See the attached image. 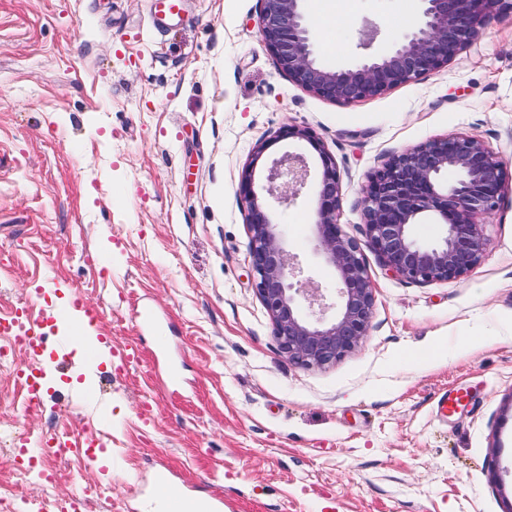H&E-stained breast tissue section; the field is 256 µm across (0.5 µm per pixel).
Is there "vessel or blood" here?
Here are the masks:
<instances>
[{"label": "vessel or blood", "instance_id": "1", "mask_svg": "<svg viewBox=\"0 0 512 512\" xmlns=\"http://www.w3.org/2000/svg\"><path fill=\"white\" fill-rule=\"evenodd\" d=\"M151 11L155 21L161 25L181 22L185 11L184 0H152ZM72 318L86 326L98 325L103 319L99 307L81 298H74L68 305L43 311L38 318H31L26 310L15 311L12 315L0 318V336L18 344L34 355V362L28 364L18 373L25 386L28 401L39 402L43 399L44 381L48 367L40 354L43 350L45 329L55 321ZM51 444L61 452H74L89 461H96L102 448L99 437L91 432H84L80 438H73L67 433H59ZM172 472L160 467L153 473V482L164 500L165 512H224V501L217 496H199L177 491L172 485ZM81 502L68 504L51 502L34 497L22 498L19 512H80Z\"/></svg>", "mask_w": 512, "mask_h": 512}]
</instances>
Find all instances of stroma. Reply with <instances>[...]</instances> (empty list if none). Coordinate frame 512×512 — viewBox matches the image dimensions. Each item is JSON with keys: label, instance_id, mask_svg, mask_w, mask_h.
<instances>
[{"label": "stroma", "instance_id": "35a3bbf8", "mask_svg": "<svg viewBox=\"0 0 512 512\" xmlns=\"http://www.w3.org/2000/svg\"><path fill=\"white\" fill-rule=\"evenodd\" d=\"M150 0H0V317L82 297L104 312L85 342L49 330L44 411L24 412L0 358V497L48 501L91 488L90 512H143L152 475L224 498V512H512V189L488 216L486 252L468 275L419 284L365 251L375 306L363 345L305 369L279 351L252 287L247 203L254 146L284 125L312 130L340 175L342 233L366 243L363 196L387 156L451 133L481 140L512 174V10L440 71L352 104L317 97L261 43L258 0H185L153 24ZM400 0H351L332 69L360 64L361 28L378 49ZM312 193L278 207L286 242L314 286H336L316 253ZM154 323H141L142 309ZM100 359L86 364V344ZM178 383H170L169 369ZM474 398L450 418L440 395ZM101 434L97 464L39 460L54 428Z\"/></svg>", "mask_w": 512, "mask_h": 512}]
</instances>
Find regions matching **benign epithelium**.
<instances>
[{
	"label": "benign epithelium",
	"mask_w": 512,
	"mask_h": 512,
	"mask_svg": "<svg viewBox=\"0 0 512 512\" xmlns=\"http://www.w3.org/2000/svg\"><path fill=\"white\" fill-rule=\"evenodd\" d=\"M258 30L278 68L297 86L328 101L352 104L433 74L478 36L485 16L506 0H421L416 27L389 51L347 70L323 67L314 56L305 0H259ZM298 139L320 160L311 177L304 155L286 152L273 160L265 184L255 189L258 160L274 143ZM455 178L448 180V173ZM501 159L479 139L450 134L394 154L364 190L367 246L390 273L417 283L460 279L478 266L487 246L485 224L504 189ZM313 185L312 230L317 251L334 270L336 291L294 281L300 267L286 248L284 225L269 200L289 204ZM240 193L248 201L253 288L266 309L281 352L294 364L323 368L358 349L371 327L375 296L360 244L337 222L340 176L334 157L311 130L285 125L257 143L242 172ZM434 217L443 226L434 243H419L411 226Z\"/></svg>",
	"instance_id": "7a95c632"
}]
</instances>
